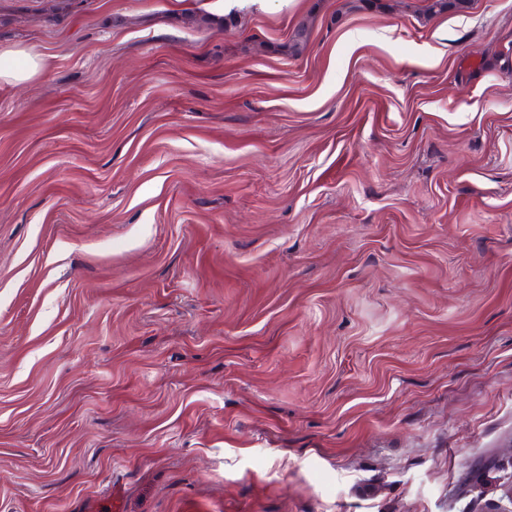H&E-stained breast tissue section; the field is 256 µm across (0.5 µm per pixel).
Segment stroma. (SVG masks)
Returning a JSON list of instances; mask_svg holds the SVG:
<instances>
[{"mask_svg":"<svg viewBox=\"0 0 512 512\" xmlns=\"http://www.w3.org/2000/svg\"><path fill=\"white\" fill-rule=\"evenodd\" d=\"M423 6L0 0V512H482L512 0ZM43 66V61L24 50L0 53V82L19 83L28 80Z\"/></svg>","mask_w":512,"mask_h":512,"instance_id":"1","label":"stroma"}]
</instances>
